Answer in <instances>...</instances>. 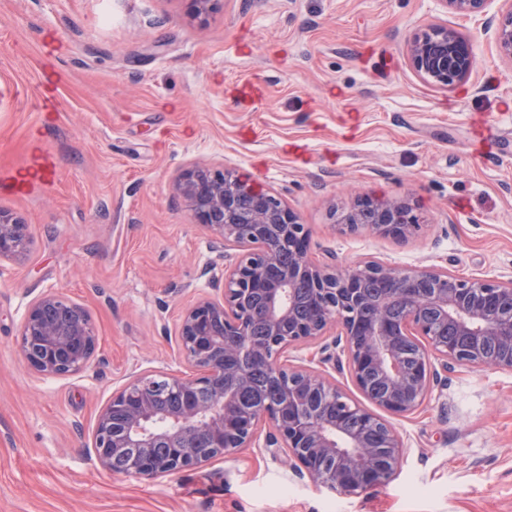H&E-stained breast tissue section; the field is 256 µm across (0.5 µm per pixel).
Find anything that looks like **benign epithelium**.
I'll use <instances>...</instances> for the list:
<instances>
[{"label":"benign epithelium","mask_w":512,"mask_h":512,"mask_svg":"<svg viewBox=\"0 0 512 512\" xmlns=\"http://www.w3.org/2000/svg\"><path fill=\"white\" fill-rule=\"evenodd\" d=\"M451 12L477 16L490 0H439ZM494 40L502 58L512 62V4L499 17ZM412 70L427 84L448 89L466 82L476 58L455 31L433 25L408 42ZM197 223L212 229L226 245L248 244L254 250L224 266V279L212 278L222 297L199 298L183 312L179 352L196 370L192 377L163 372L133 376L100 412L92 448L98 464L112 471V460L127 448L140 452L129 460V472L158 478L205 465L240 448H264L284 458L299 476L314 484L355 494L387 482L401 466L404 442L395 429L365 405L350 400L323 370L331 360L324 349L300 366L282 357L299 345H314L337 332L351 379L364 399L397 416L415 413L434 384V361L443 367H495L512 370V279H458L438 269H406L366 262L339 271L309 254V229L271 192L253 189L228 169L195 165L173 183ZM343 228L360 227L392 238H406L419 219L406 200L355 198L342 216ZM27 241L26 224L0 210V260L19 257ZM378 278L388 285V298L404 307L392 319L386 303L370 299L364 283ZM310 289L311 315L296 318L292 293ZM263 325L266 342L253 339ZM20 351L25 364L45 378H61L85 370L97 339L87 310L57 292L36 297L21 323ZM495 338L501 351L486 355L484 341ZM419 346L407 364L398 341ZM249 355L284 384L285 401L253 409L238 401L247 383L246 369L230 363ZM386 386L379 395L368 375ZM174 390L183 395L178 408L162 411L157 400ZM272 432L260 438L261 427ZM380 427L376 445L366 430ZM166 442V453L154 448ZM325 457L332 469L319 468Z\"/></svg>","instance_id":"benign-epithelium-1"}]
</instances>
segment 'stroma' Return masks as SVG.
I'll use <instances>...</instances> for the list:
<instances>
[{
  "label": "stroma",
  "mask_w": 512,
  "mask_h": 512,
  "mask_svg": "<svg viewBox=\"0 0 512 512\" xmlns=\"http://www.w3.org/2000/svg\"><path fill=\"white\" fill-rule=\"evenodd\" d=\"M439 0H0V209L30 240L0 260V512H512V370L439 369L415 414L390 417L406 454L348 495L257 448L148 479L110 473L97 417L132 375L190 374L183 310L224 271L213 232L173 180L196 163L278 194L309 253L512 279V62L490 19ZM431 25L476 57L465 83L423 82L407 40ZM405 199L407 239L340 229L354 196ZM57 290L98 347L44 378L19 355L30 301Z\"/></svg>",
  "instance_id": "1"
}]
</instances>
